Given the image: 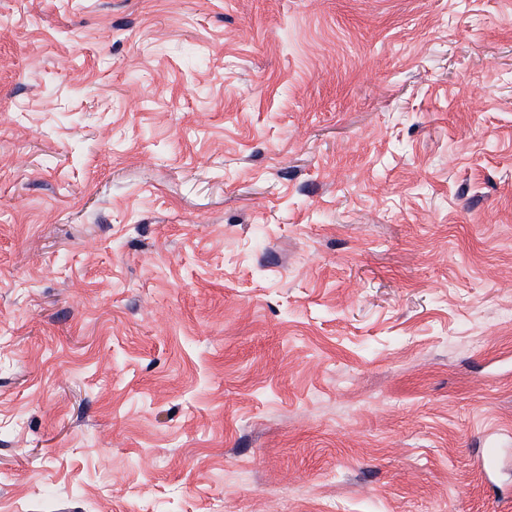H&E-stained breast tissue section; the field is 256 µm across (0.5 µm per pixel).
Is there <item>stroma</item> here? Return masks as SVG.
<instances>
[{"instance_id": "35a3bbf8", "label": "stroma", "mask_w": 512, "mask_h": 512, "mask_svg": "<svg viewBox=\"0 0 512 512\" xmlns=\"http://www.w3.org/2000/svg\"><path fill=\"white\" fill-rule=\"evenodd\" d=\"M0 512H512V0H0Z\"/></svg>"}]
</instances>
